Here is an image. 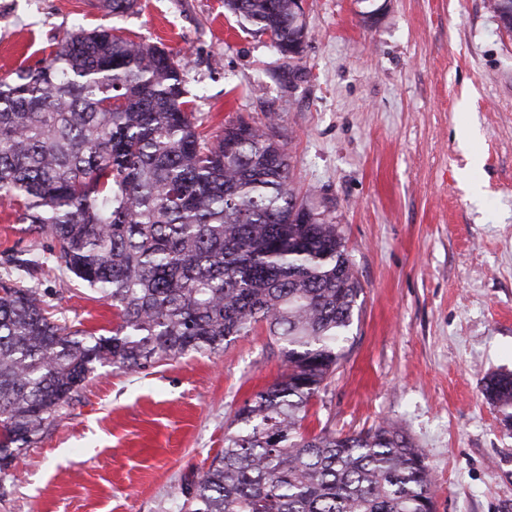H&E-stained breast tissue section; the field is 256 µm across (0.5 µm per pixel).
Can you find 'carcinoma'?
Instances as JSON below:
<instances>
[{"instance_id": "cac0c4a2", "label": "carcinoma", "mask_w": 512, "mask_h": 512, "mask_svg": "<svg viewBox=\"0 0 512 512\" xmlns=\"http://www.w3.org/2000/svg\"><path fill=\"white\" fill-rule=\"evenodd\" d=\"M137 0H103L118 16ZM293 0H224L292 46ZM512 35V0H486ZM185 56L78 21L40 65L0 78V200L44 236L0 255V477L79 400L97 368L218 354L264 328L284 372L246 399L183 512H435L401 429L303 427L345 357L362 286L333 211L296 187L285 145L245 120L217 134L189 108ZM99 294L105 334L48 316L40 276ZM512 427V374L486 378Z\"/></svg>"}]
</instances>
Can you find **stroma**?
I'll return each instance as SVG.
<instances>
[{"mask_svg":"<svg viewBox=\"0 0 512 512\" xmlns=\"http://www.w3.org/2000/svg\"><path fill=\"white\" fill-rule=\"evenodd\" d=\"M308 0L288 61L224 0H0V76L37 66L73 20L186 53L203 129L272 130L302 190L334 209L363 291L308 430L400 427L433 477L436 512H512V432L483 396L512 372V36L485 0ZM55 319L111 327L96 293L46 272ZM264 331L212 356L105 366L5 482L0 512H181L183 482L224 448L235 409L272 383Z\"/></svg>","mask_w":512,"mask_h":512,"instance_id":"stroma-1","label":"stroma"}]
</instances>
